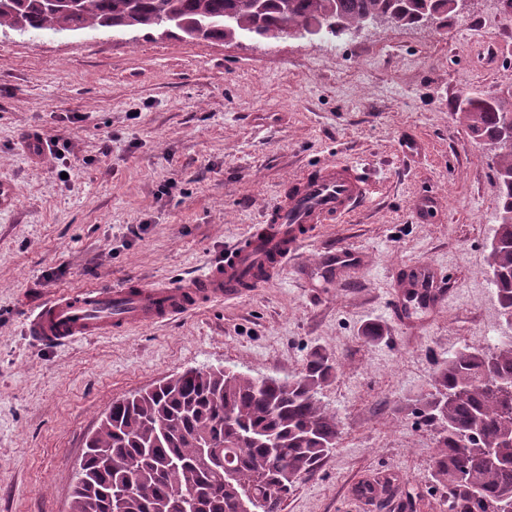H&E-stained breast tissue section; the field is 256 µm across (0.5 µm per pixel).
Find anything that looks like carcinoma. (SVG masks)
I'll return each mask as SVG.
<instances>
[{"mask_svg":"<svg viewBox=\"0 0 512 512\" xmlns=\"http://www.w3.org/2000/svg\"><path fill=\"white\" fill-rule=\"evenodd\" d=\"M465 0H75L66 12L46 0H0V31L141 30L164 27L183 39L255 42L284 31L306 38L342 37L384 18L397 26L448 22ZM471 136L497 151L496 229L488 266L504 318H512V79L494 96L473 93L459 108ZM335 373L313 353L292 378L251 376L224 368L191 369L112 401L86 441L71 512H164L175 493L194 512H239L242 485L270 512L336 445L337 416L318 391ZM425 422L438 428L432 478L445 488L448 512H500L512 502V340L485 351L465 347L435 372ZM208 450L236 467L202 454Z\"/></svg>","mask_w":512,"mask_h":512,"instance_id":"carcinoma-1","label":"carcinoma"}]
</instances>
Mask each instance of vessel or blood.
I'll return each mask as SVG.
<instances>
[{"label":"vessel or blood","instance_id":"b4317fda","mask_svg":"<svg viewBox=\"0 0 512 512\" xmlns=\"http://www.w3.org/2000/svg\"><path fill=\"white\" fill-rule=\"evenodd\" d=\"M369 199V184L351 163L330 160L294 178L262 222L221 263L173 284L134 278L115 288H84L46 301L28 323L31 336L58 343L153 325L214 302L240 298L278 276L321 224L347 223ZM403 288L437 307L448 299L432 267L410 266Z\"/></svg>","mask_w":512,"mask_h":512}]
</instances>
